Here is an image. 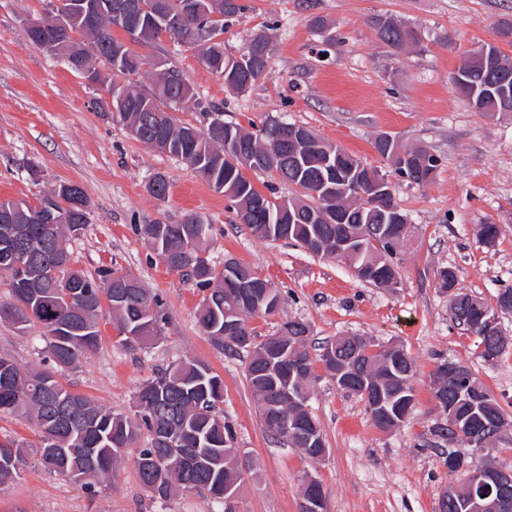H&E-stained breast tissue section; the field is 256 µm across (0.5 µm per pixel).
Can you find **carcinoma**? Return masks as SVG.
Listing matches in <instances>:
<instances>
[{
  "label": "carcinoma",
  "instance_id": "carcinoma-1",
  "mask_svg": "<svg viewBox=\"0 0 512 512\" xmlns=\"http://www.w3.org/2000/svg\"><path fill=\"white\" fill-rule=\"evenodd\" d=\"M101 10L99 27L86 29L81 23L70 24L69 33L59 39L54 55L65 60L75 59L85 42L93 43L96 55L84 60L87 70H98L103 64L112 70L114 77L140 74L143 57L136 50L112 37L110 4L113 0H95ZM199 6L187 35L204 41L202 60L207 68L219 75L227 73L233 57L224 52V43L210 39L225 32L230 21L238 16L244 5L241 0H196ZM220 20L210 19L214 11ZM378 18L374 26L379 39L394 50H402L419 42V30L394 20L382 27ZM158 20H147L131 38L141 47H151L160 40ZM484 47L463 52V61L450 76L452 89L464 97L472 108L488 116L512 118V60L495 50V59L482 58ZM121 93V101L114 105L94 101L100 112L111 114L117 121L142 133L143 144L160 137L170 142V156L188 164L230 203L236 214L249 217L252 235L262 241H278L277 226H290L288 240L303 245L310 234L330 238L339 233L357 239L364 246L363 252L344 258L352 268L372 264L381 268L388 277L397 276L396 258L380 250L382 212L371 206V201L352 188L362 186L376 178L379 169L348 153L340 146L321 138L313 130L308 133L320 140L331 152L333 179L338 192L336 201L322 203L313 195L316 179L322 171L324 155L296 162L288 156L274 164L271 156L276 153V131L291 127L276 119L254 133L242 125L226 122L214 129L212 125L191 134L195 125L178 122L170 114L171 108L192 102L194 94L190 85L175 69L164 71L158 67L152 72V88L148 92L137 89L131 81H112ZM232 132L238 142L228 141L224 132ZM412 161L409 168L395 169V174L416 184H428L437 176L438 166L433 164V154L421 146L410 147ZM268 173L288 184L293 195L278 200L257 189L242 171ZM60 184L36 199L51 202L58 222L53 240L37 251L26 248L27 241L40 232L41 225L28 223L27 211L32 204L25 200L0 201V208L14 211V223L7 226L8 233L0 232V275L7 277L13 302L0 304V320L12 321L25 329L31 323L40 325L47 339L48 359L51 369L35 373L21 371L9 356H0V412L27 414L41 433L40 456L42 466L55 474L69 476L83 474L92 469L96 473L81 487L92 490L95 481L112 474V468L122 453L146 430L147 446L135 459V468L141 484L149 488L155 471L162 470L164 490L153 498L166 501L190 487L213 491L215 484L229 481L240 489L242 474L237 470L239 449L235 446L232 426L224 420V384L212 369L195 360L180 361L160 370L154 378L142 384L134 395V415L114 413L98 405L91 398L63 386L54 370L74 365L81 357L95 351L101 343V321L107 320L121 333L128 327H141L144 335L122 337L128 346H146L156 342L162 332L163 315L157 296L150 294L141 284L124 285L114 277V268L102 269L98 277L90 278L72 266L67 244L82 235L90 222V201L83 189L75 184L73 190L80 194L82 207L72 205L71 197ZM147 190L157 200L166 199L169 191L166 177L157 173ZM137 235L156 255L168 254L177 272L200 286L224 290V281L210 271L211 260L205 256L203 241L209 230L198 214L186 215L179 224H140ZM435 279L448 293L449 313L456 325H464L476 337L480 357L489 361L488 355H502L503 336L498 331L478 323L477 317L493 311L485 302L458 287L455 273L443 267ZM200 330L214 343L240 353L224 342V309L212 308L203 303L197 315ZM308 326L300 321H286L279 330L262 339L250 333L251 340L243 348L249 356L247 381L259 400V415L267 429L304 450L308 459L325 451L311 450L298 436L283 434L272 428L277 420L288 416V406L277 402L275 390L265 371L268 366L266 344L280 336H295L293 342L284 341L288 352L305 363V370L296 382L297 388L309 398L313 383L319 378L313 366L320 363L324 372L331 366L324 363L320 353L307 347ZM359 341L360 358L353 367L350 381L339 388L360 395L361 377L367 369L386 356L379 350L371 351L375 342L364 336L352 338L339 336L346 345ZM474 387V397L483 408V421L479 429L491 439L496 438L492 425L503 419V411L484 387L477 385V378L468 369L458 382H450L439 389L445 412L465 414L468 404L458 401V392ZM26 463V445L22 441L0 440V473L7 477L20 474Z\"/></svg>",
  "mask_w": 512,
  "mask_h": 512
}]
</instances>
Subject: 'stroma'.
I'll list each match as a JSON object with an SVG mask.
<instances>
[{
    "instance_id": "stroma-1",
    "label": "stroma",
    "mask_w": 512,
    "mask_h": 512,
    "mask_svg": "<svg viewBox=\"0 0 512 512\" xmlns=\"http://www.w3.org/2000/svg\"><path fill=\"white\" fill-rule=\"evenodd\" d=\"M243 2L244 11L224 33L227 54L237 55L261 29L268 30L273 50L270 67L250 89H229L205 67L197 47L167 38L144 49L137 86L149 89L148 72L166 59L204 103L174 110L177 120L204 126L218 113L253 132L272 118L301 124L385 173L391 166L373 148L379 134L427 147L439 160L434 182L393 183L413 227L399 250L401 285L367 284L345 262L312 256L293 242L253 237L223 194L192 168L95 112L92 101L104 97L106 87L89 86L29 40L25 24L39 15L43 0H0V199L32 201L59 184L79 185L92 212L82 236L68 245L74 267L89 276L111 266L131 273L158 296L164 315L160 341L147 347L120 344L112 324L102 323L99 348L61 380L128 415L138 387L158 368L185 359L208 365L224 382V416L243 463L238 512H300L309 479L321 485L327 512H441L448 486L464 487L468 479L467 468L449 471V455L471 461L475 453L436 432L445 421L433 399L439 362L464 365L497 400L509 427L484 453L512 469V312L499 316L506 349L495 364H486L474 336L451 321L448 297L435 282L437 270L451 268L466 292L490 304L499 290L512 287V119L473 111L449 84L465 50L493 42L512 58V41L497 33L512 23V0ZM316 16L325 28L312 25ZM376 16L412 24L421 43L392 51L371 27ZM158 173L169 183L162 201L147 191ZM189 213L206 220L203 247L216 266L229 258L249 264L279 289L278 312L250 321L258 336L297 319L318 342L357 335L403 346L416 360L407 422L379 431L360 397L324 377L313 388L310 410L325 457L314 462L277 441L259 417L246 355H228L197 324L206 289L169 271L135 232L136 225L176 224ZM483 224L500 228L493 247L479 242ZM44 347L39 327L21 331L0 321V355L39 369ZM8 437L25 439L29 448L20 476L0 486V512H218L199 489L164 503L151 499L134 465L146 435L126 449L93 495L43 469L31 421L0 413V440Z\"/></svg>"
}]
</instances>
